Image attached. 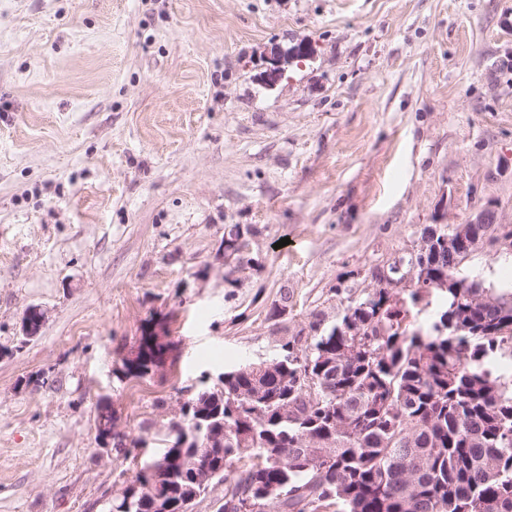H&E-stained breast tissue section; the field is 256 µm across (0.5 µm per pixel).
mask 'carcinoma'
<instances>
[{"instance_id": "cac0c4a2", "label": "carcinoma", "mask_w": 512, "mask_h": 512, "mask_svg": "<svg viewBox=\"0 0 512 512\" xmlns=\"http://www.w3.org/2000/svg\"><path fill=\"white\" fill-rule=\"evenodd\" d=\"M483 241L512 240L511 224L481 225ZM457 227L430 224L416 248L368 271L371 287L350 297L339 319L313 316L305 348L285 341L279 363L253 379L234 368L182 404L153 482L112 490L104 512H157L224 485L216 512L248 498L258 512H512V287L462 273ZM440 306L427 327L420 304ZM471 328L455 333L453 317ZM117 378H142L156 364L153 340ZM308 374L315 394L305 390ZM224 429L211 479L194 480L196 430ZM309 435L332 438L330 455L308 454Z\"/></svg>"}]
</instances>
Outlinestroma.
Masks as SVG:
<instances>
[{
  "label": "stroma",
  "instance_id": "1",
  "mask_svg": "<svg viewBox=\"0 0 512 512\" xmlns=\"http://www.w3.org/2000/svg\"><path fill=\"white\" fill-rule=\"evenodd\" d=\"M488 205L512 225V0H0V512H101L202 383ZM148 328L170 359L118 380ZM104 399L145 448L103 447Z\"/></svg>",
  "mask_w": 512,
  "mask_h": 512
}]
</instances>
